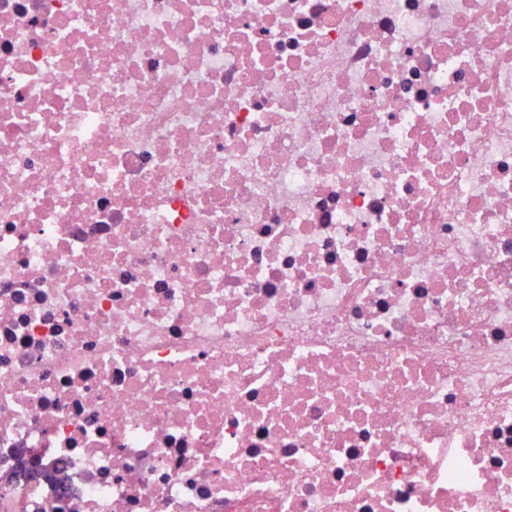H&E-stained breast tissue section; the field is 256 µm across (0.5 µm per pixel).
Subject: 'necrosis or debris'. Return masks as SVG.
Returning a JSON list of instances; mask_svg holds the SVG:
<instances>
[{
	"instance_id": "4bbe7bcc",
	"label": "necrosis or debris",
	"mask_w": 512,
	"mask_h": 512,
	"mask_svg": "<svg viewBox=\"0 0 512 512\" xmlns=\"http://www.w3.org/2000/svg\"><path fill=\"white\" fill-rule=\"evenodd\" d=\"M24 512H512V0H0V477Z\"/></svg>"
}]
</instances>
